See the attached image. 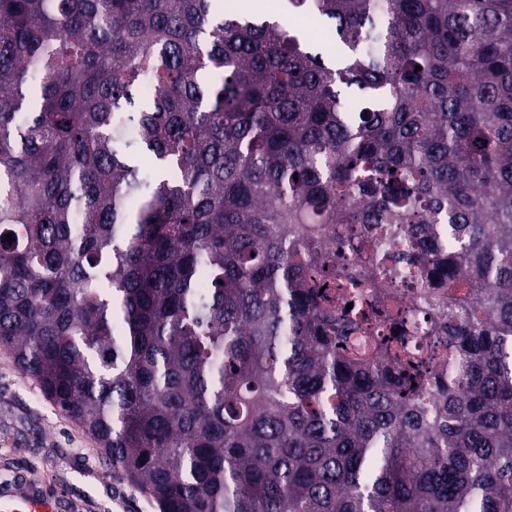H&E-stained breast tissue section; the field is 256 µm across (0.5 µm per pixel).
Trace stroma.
<instances>
[{"instance_id": "stroma-1", "label": "stroma", "mask_w": 512, "mask_h": 512, "mask_svg": "<svg viewBox=\"0 0 512 512\" xmlns=\"http://www.w3.org/2000/svg\"><path fill=\"white\" fill-rule=\"evenodd\" d=\"M21 488L50 498L57 512H157L0 349V493Z\"/></svg>"}]
</instances>
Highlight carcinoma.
I'll return each instance as SVG.
<instances>
[{
  "mask_svg": "<svg viewBox=\"0 0 512 512\" xmlns=\"http://www.w3.org/2000/svg\"><path fill=\"white\" fill-rule=\"evenodd\" d=\"M289 4L0 0V347L158 512H512V0Z\"/></svg>",
  "mask_w": 512,
  "mask_h": 512,
  "instance_id": "obj_1",
  "label": "carcinoma"
}]
</instances>
